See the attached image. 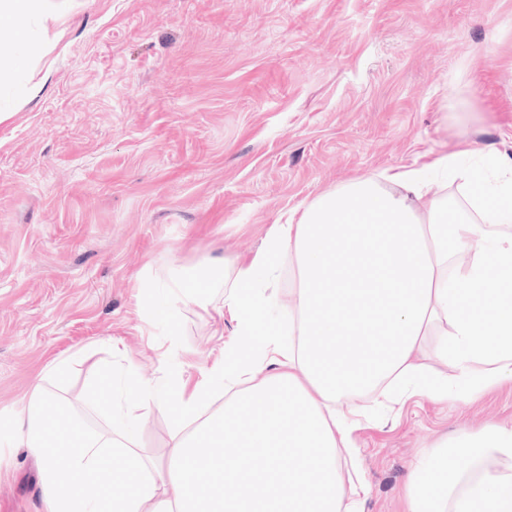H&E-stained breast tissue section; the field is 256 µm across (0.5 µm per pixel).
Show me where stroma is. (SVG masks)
I'll list each match as a JSON object with an SVG mask.
<instances>
[{
    "instance_id": "obj_1",
    "label": "stroma",
    "mask_w": 512,
    "mask_h": 512,
    "mask_svg": "<svg viewBox=\"0 0 512 512\" xmlns=\"http://www.w3.org/2000/svg\"><path fill=\"white\" fill-rule=\"evenodd\" d=\"M25 45L0 46V512H42L19 444L38 375L70 451L78 421L109 429L106 375L147 385L238 339L223 290L144 318L137 279L248 264L289 211L357 177L459 150L512 154V0H57ZM73 360L63 376L49 374ZM357 512H406L412 462L512 421V382L465 402L372 396L352 415ZM170 409L138 429L171 446Z\"/></svg>"
}]
</instances>
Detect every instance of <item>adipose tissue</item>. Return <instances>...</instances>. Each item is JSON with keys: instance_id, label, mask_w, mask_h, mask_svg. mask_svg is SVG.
Here are the masks:
<instances>
[{"instance_id": "obj_1", "label": "adipose tissue", "mask_w": 512, "mask_h": 512, "mask_svg": "<svg viewBox=\"0 0 512 512\" xmlns=\"http://www.w3.org/2000/svg\"><path fill=\"white\" fill-rule=\"evenodd\" d=\"M55 12L53 0H0V40L26 43L32 17ZM465 156L358 179L290 212L224 276L250 350L230 348L188 395L177 375L154 387L123 376L101 391L120 430L75 428L64 462L48 434L53 404L35 384L21 441L40 463L42 512H343L338 454L352 425L337 404L377 388L462 401L512 381V155ZM437 171L461 180L465 203L431 195ZM285 266L297 300L273 318ZM426 342L451 377L415 361ZM259 364L274 373L245 384ZM153 404L191 424L163 461L137 449ZM407 498L408 512H512V422L437 442L413 463Z\"/></svg>"}]
</instances>
